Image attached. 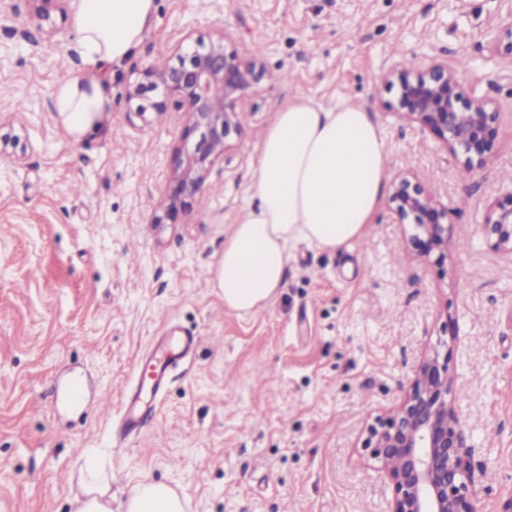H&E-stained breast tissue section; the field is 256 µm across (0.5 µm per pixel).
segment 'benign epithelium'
Wrapping results in <instances>:
<instances>
[{"label":"benign epithelium","instance_id":"7a95c632","mask_svg":"<svg viewBox=\"0 0 512 512\" xmlns=\"http://www.w3.org/2000/svg\"><path fill=\"white\" fill-rule=\"evenodd\" d=\"M261 75L254 54L237 47L221 28L209 42L200 41L191 53L177 56L176 62L161 60L126 85L130 101L147 98L155 112L173 108L189 114L183 141L194 143L178 150L167 217L186 207L185 198L200 189L214 162L240 136L245 93ZM382 83L396 89L389 108L432 132L466 172L484 163L499 113L487 101L466 94L448 62L436 60L419 69L395 63ZM216 86L222 94H213ZM389 208L398 223L415 227L411 242L421 253L448 250L447 212L422 183L399 179ZM484 233L493 250L512 255V194L495 203ZM453 389L448 356L436 352L423 359L403 403L367 427L365 447L393 486L389 512H480L470 490V449L448 401Z\"/></svg>","mask_w":512,"mask_h":512}]
</instances>
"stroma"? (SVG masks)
<instances>
[{
  "instance_id": "stroma-1",
  "label": "stroma",
  "mask_w": 512,
  "mask_h": 512,
  "mask_svg": "<svg viewBox=\"0 0 512 512\" xmlns=\"http://www.w3.org/2000/svg\"><path fill=\"white\" fill-rule=\"evenodd\" d=\"M74 14L42 19L33 0H0V512H75L91 457L112 512L142 482L174 488L186 512H387L392 484L365 428L402 403L443 340L474 493L484 512H512V261L483 231L490 205L512 193V58L496 48L512 0H156L141 43L112 70L111 112L77 139L52 103L54 86L85 68ZM219 27L264 75L240 137L161 224L187 115L136 114L124 87ZM435 59L499 114L475 172L387 107L379 76ZM299 95L371 112L388 179L416 175L447 210L448 253L421 255L383 206L361 242L290 248L275 296L240 313L213 268L253 200L264 133ZM175 325L196 334L193 356L153 420L115 446L120 391ZM70 376L82 380L78 414L59 405Z\"/></svg>"
}]
</instances>
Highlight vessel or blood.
I'll return each mask as SVG.
<instances>
[{"mask_svg": "<svg viewBox=\"0 0 512 512\" xmlns=\"http://www.w3.org/2000/svg\"><path fill=\"white\" fill-rule=\"evenodd\" d=\"M196 344L197 338L191 333L168 336L137 362L132 385L121 393L125 415L116 435L119 443H127L145 426V412L140 406L142 394L148 392L152 396H159L167 386L171 366L187 356Z\"/></svg>", "mask_w": 512, "mask_h": 512, "instance_id": "b4317fda", "label": "vessel or blood"}]
</instances>
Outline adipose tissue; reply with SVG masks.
I'll list each match as a JSON object with an SVG mask.
<instances>
[{"label":"adipose tissue","instance_id":"ef3b65f1","mask_svg":"<svg viewBox=\"0 0 512 512\" xmlns=\"http://www.w3.org/2000/svg\"><path fill=\"white\" fill-rule=\"evenodd\" d=\"M155 0H80L74 15L84 73L59 82L55 112L75 138L112 110L111 69L140 43ZM388 148L363 107L325 108L298 96L267 128L254 169V204L233 226L215 266L224 302L241 313L262 309L283 280L297 243L333 250L362 241L380 207ZM126 512H185L184 500L163 483L139 484Z\"/></svg>","mask_w":512,"mask_h":512}]
</instances>
